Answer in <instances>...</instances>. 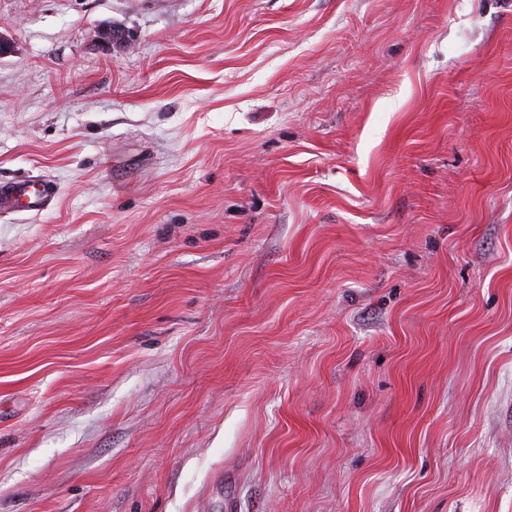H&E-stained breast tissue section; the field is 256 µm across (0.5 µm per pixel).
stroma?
<instances>
[{"label": "stroma", "mask_w": 512, "mask_h": 512, "mask_svg": "<svg viewBox=\"0 0 512 512\" xmlns=\"http://www.w3.org/2000/svg\"><path fill=\"white\" fill-rule=\"evenodd\" d=\"M0 33V512H512V0ZM51 189L40 179L26 178L0 183V211L45 210L53 200Z\"/></svg>", "instance_id": "obj_1"}]
</instances>
